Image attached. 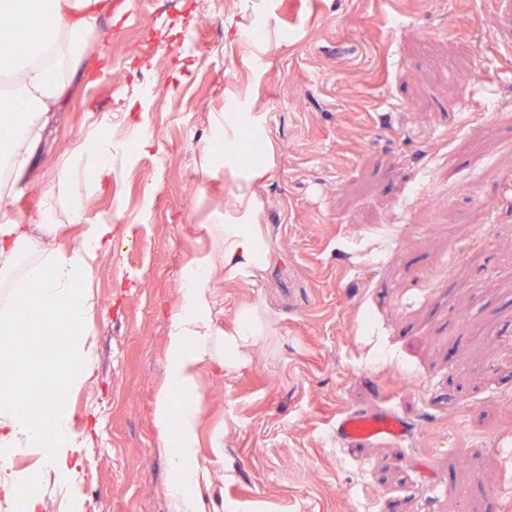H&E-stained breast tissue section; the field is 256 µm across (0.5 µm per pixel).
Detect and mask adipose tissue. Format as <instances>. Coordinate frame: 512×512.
<instances>
[{
	"label": "adipose tissue",
	"mask_w": 512,
	"mask_h": 512,
	"mask_svg": "<svg viewBox=\"0 0 512 512\" xmlns=\"http://www.w3.org/2000/svg\"><path fill=\"white\" fill-rule=\"evenodd\" d=\"M111 0H0V15L11 17V27L0 30V72L16 83L12 120L18 130L8 156L0 161L6 174L0 193L14 189V176L27 166L41 125L56 111L72 79L85 61L84 50L94 45L102 19L111 11ZM135 132L112 137V119L90 124L61 172L69 188L66 205L70 223L81 226L75 245L65 251H46L26 267L18 265V247L29 238L23 221L13 212H0V271L19 270L13 304L0 308V333L11 332L27 307L50 310L67 330V346L51 363L56 386L42 404L49 417L33 414L28 400L14 398L0 403V455L15 448L42 447L47 433H54V447L44 460V476L69 477L71 462L87 447L89 438L74 431L63 400L66 392L96 380L94 341L86 326L93 306L89 291L97 261L112 232L106 221L92 219L83 195L103 192L112 185V156L126 151ZM209 244L186 264L183 302L171 318L167 341V371L154 406V423L167 435L171 400L192 393L204 366L223 367L224 339L213 321L212 275L231 263L249 264L258 255L255 233L215 219L202 225ZM201 410L185 403L180 412V440L169 454V495L173 512H204L210 485L207 470L196 462Z\"/></svg>",
	"instance_id": "ef3b65f1"
}]
</instances>
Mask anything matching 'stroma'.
Here are the masks:
<instances>
[{"instance_id":"1","label":"stroma","mask_w":512,"mask_h":512,"mask_svg":"<svg viewBox=\"0 0 512 512\" xmlns=\"http://www.w3.org/2000/svg\"><path fill=\"white\" fill-rule=\"evenodd\" d=\"M123 2L0 199L28 218L96 117L149 133L85 196L112 234L87 316L97 381L67 396L91 436L84 512H172L154 403L181 270L217 212L266 255L213 274L206 512H512V0ZM381 392L411 442L337 446V408Z\"/></svg>"}]
</instances>
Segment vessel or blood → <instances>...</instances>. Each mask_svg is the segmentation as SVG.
Here are the masks:
<instances>
[{
	"label": "vessel or blood",
	"mask_w": 512,
	"mask_h": 512,
	"mask_svg": "<svg viewBox=\"0 0 512 512\" xmlns=\"http://www.w3.org/2000/svg\"><path fill=\"white\" fill-rule=\"evenodd\" d=\"M336 442L348 448L361 442L406 440L408 430L402 417L386 406L349 409L336 420Z\"/></svg>",
	"instance_id": "obj_1"
}]
</instances>
